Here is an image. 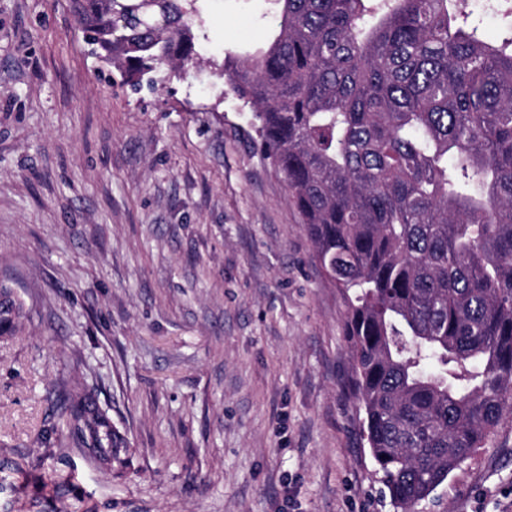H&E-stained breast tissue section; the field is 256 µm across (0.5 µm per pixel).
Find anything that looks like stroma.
Instances as JSON below:
<instances>
[{
    "label": "stroma",
    "mask_w": 512,
    "mask_h": 512,
    "mask_svg": "<svg viewBox=\"0 0 512 512\" xmlns=\"http://www.w3.org/2000/svg\"><path fill=\"white\" fill-rule=\"evenodd\" d=\"M196 73L133 88L71 0H0V512H394L359 435L345 307L225 60L272 0H199ZM77 378L130 439L60 428ZM415 512H512L504 422ZM0 336H13L19 331L23 303L13 289L0 280Z\"/></svg>",
    "instance_id": "obj_1"
}]
</instances>
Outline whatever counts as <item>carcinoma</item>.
I'll list each match as a JSON object with an SVG mask.
<instances>
[{
  "label": "carcinoma",
  "instance_id": "cac0c4a2",
  "mask_svg": "<svg viewBox=\"0 0 512 512\" xmlns=\"http://www.w3.org/2000/svg\"><path fill=\"white\" fill-rule=\"evenodd\" d=\"M197 0H73L125 81L194 62ZM278 33L231 91L258 122L346 306L362 434L413 512L512 416V10L493 42L467 0H274ZM23 303L0 281V336ZM69 444L128 442L78 382Z\"/></svg>",
  "mask_w": 512,
  "mask_h": 512
}]
</instances>
